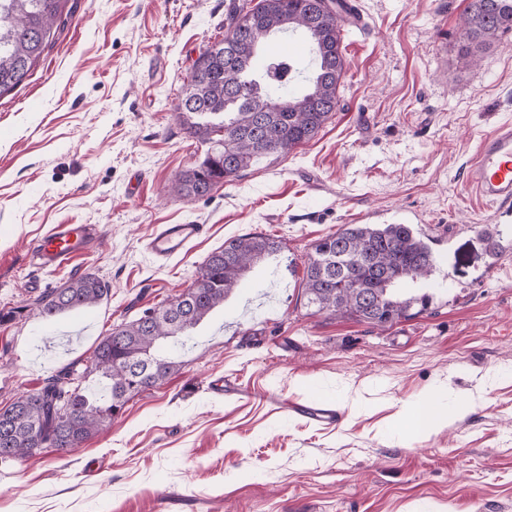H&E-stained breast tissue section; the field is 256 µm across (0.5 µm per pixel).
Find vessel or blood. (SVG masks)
Returning <instances> with one entry per match:
<instances>
[{
  "label": "vessel or blood",
  "instance_id": "obj_1",
  "mask_svg": "<svg viewBox=\"0 0 512 512\" xmlns=\"http://www.w3.org/2000/svg\"><path fill=\"white\" fill-rule=\"evenodd\" d=\"M468 187L491 205L512 202V123L499 125L480 143L478 154L467 170ZM201 224H158L147 237L144 249L160 265L187 250L204 233ZM102 232L95 224H55L36 237L29 251L44 268H59L87 255Z\"/></svg>",
  "mask_w": 512,
  "mask_h": 512
}]
</instances>
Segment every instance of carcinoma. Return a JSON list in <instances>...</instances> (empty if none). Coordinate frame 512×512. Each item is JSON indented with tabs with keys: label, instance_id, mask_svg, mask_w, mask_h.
Instances as JSON below:
<instances>
[{
	"label": "carcinoma",
	"instance_id": "cac0c4a2",
	"mask_svg": "<svg viewBox=\"0 0 512 512\" xmlns=\"http://www.w3.org/2000/svg\"><path fill=\"white\" fill-rule=\"evenodd\" d=\"M69 0H0V97L31 76ZM347 0H243L227 18L224 39L209 43L193 63L177 105L192 118L190 137L209 144L204 159L177 175L172 190L195 200L231 182L258 158L282 154L315 138L338 107L346 75L342 30ZM280 31L300 32L314 66L292 54L276 60L261 45ZM512 32V0H469L460 36L475 62L499 35ZM266 235L224 242L199 268L194 285L112 328L89 360L51 377L38 390L0 409V461L45 448L71 453L112 422L135 395L163 384L177 357L155 354L163 339L186 336L224 306L251 267L280 251ZM435 258L410 224H344L319 239L304 266L305 305L316 313L392 326L429 309L430 296L409 284L431 274ZM110 288L93 273L49 288L27 305L41 318L89 308ZM95 375L98 386H84Z\"/></svg>",
	"mask_w": 512,
	"mask_h": 512
}]
</instances>
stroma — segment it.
Segmentation results:
<instances>
[{"mask_svg":"<svg viewBox=\"0 0 512 512\" xmlns=\"http://www.w3.org/2000/svg\"><path fill=\"white\" fill-rule=\"evenodd\" d=\"M351 2L366 28L342 32L332 120L202 199L171 189L207 150L177 104L234 0H70L32 76L0 97V311H18L0 322V409L189 288L224 241L282 242L179 370L77 453L0 464V512H512V251L488 245L512 242V207L465 179L481 140L512 122V33L473 63L458 34L468 0ZM187 223L205 234L154 263L153 226ZM388 223L429 239L427 312L379 328L298 301L318 239ZM54 224L100 225L102 242L41 269L29 243ZM85 273L110 286L90 319L28 310ZM225 379L235 394L217 390ZM427 396L455 413L429 435L404 421ZM313 400L339 422L295 413Z\"/></svg>","mask_w":512,"mask_h":512,"instance_id":"stroma-1","label":"stroma"}]
</instances>
